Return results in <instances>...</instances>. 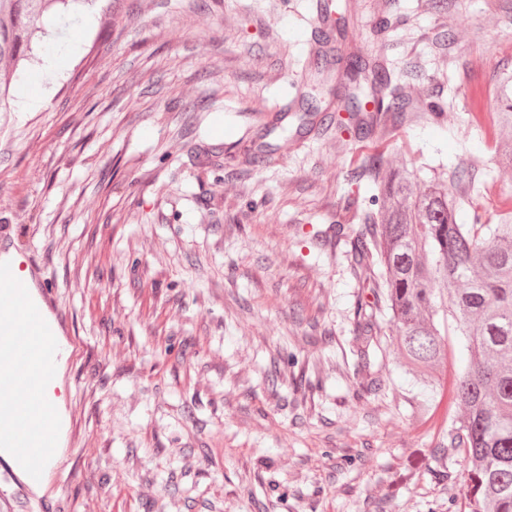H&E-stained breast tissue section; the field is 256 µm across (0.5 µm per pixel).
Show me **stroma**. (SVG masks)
Returning a JSON list of instances; mask_svg holds the SVG:
<instances>
[{
	"mask_svg": "<svg viewBox=\"0 0 512 512\" xmlns=\"http://www.w3.org/2000/svg\"><path fill=\"white\" fill-rule=\"evenodd\" d=\"M332 60L361 53L442 105L380 137L324 124L310 0H79L38 24L0 112V227L33 251L86 355L61 380L76 435L41 493L0 468V512H460L469 462L435 450L448 402L414 420L394 349L356 386L372 301L332 225L361 224L370 157L419 177L476 158L472 204L499 221L512 169L473 88L512 70V0H328ZM49 98L26 112L25 95ZM296 141L279 158L283 139ZM258 163H250V156ZM462 205L458 221H472Z\"/></svg>",
	"mask_w": 512,
	"mask_h": 512,
	"instance_id": "1",
	"label": "stroma"
}]
</instances>
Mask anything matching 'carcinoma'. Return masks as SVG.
<instances>
[{
    "label": "carcinoma",
    "instance_id": "obj_1",
    "mask_svg": "<svg viewBox=\"0 0 512 512\" xmlns=\"http://www.w3.org/2000/svg\"><path fill=\"white\" fill-rule=\"evenodd\" d=\"M76 0H0V62L16 66L28 56L39 14L68 9ZM337 110L356 130L374 136L407 119V99L380 100L390 82L386 67L354 53ZM378 104L371 112L363 99ZM502 134L497 161L512 166V72L496 79L489 101ZM375 186L373 208L350 241L354 273L379 267L367 288L395 328L401 366L411 379L412 414L425 419L443 392L440 368L458 344L469 364L455 380L448 414V447L471 464L464 512H512V209L497 224H460L471 177L459 165L427 180L405 166L383 168L379 157L351 173ZM357 331L365 351L382 348L376 312L358 307Z\"/></svg>",
    "mask_w": 512,
    "mask_h": 512
}]
</instances>
